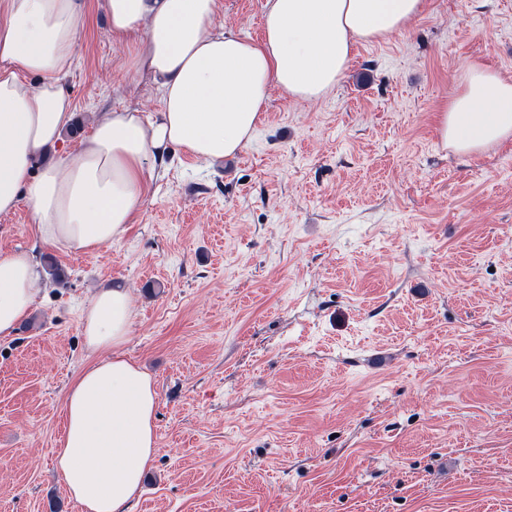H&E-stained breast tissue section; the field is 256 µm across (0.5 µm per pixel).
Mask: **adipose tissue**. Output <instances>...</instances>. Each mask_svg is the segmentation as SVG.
I'll use <instances>...</instances> for the list:
<instances>
[{
  "mask_svg": "<svg viewBox=\"0 0 512 512\" xmlns=\"http://www.w3.org/2000/svg\"><path fill=\"white\" fill-rule=\"evenodd\" d=\"M426 0H266L262 36L224 27L221 0H103L124 67L161 99L153 114L104 113L78 148L59 150L74 119L65 84L86 15L82 0H0V215L27 206L36 235L84 253L125 233L170 146L196 161L233 156L253 138L270 92L313 101L335 88L357 42L415 20ZM37 76L30 85L26 76ZM441 137L480 153L512 139V79L471 63L446 103ZM56 160L39 166L50 148ZM43 278L23 250L0 251V339L15 335ZM132 325L127 288H100L82 312L98 359L71 382L55 465L82 512H131L156 451L157 393L148 372L119 352Z\"/></svg>",
  "mask_w": 512,
  "mask_h": 512,
  "instance_id": "ef3b65f1",
  "label": "adipose tissue"
}]
</instances>
